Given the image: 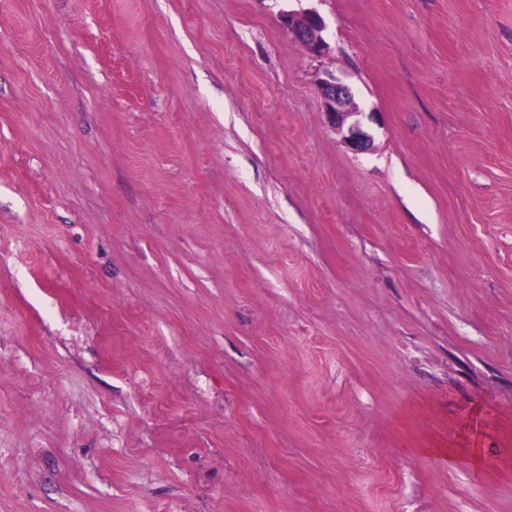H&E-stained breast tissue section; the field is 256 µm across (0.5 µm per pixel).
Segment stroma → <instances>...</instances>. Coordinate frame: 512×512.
Wrapping results in <instances>:
<instances>
[{
  "label": "stroma",
  "mask_w": 512,
  "mask_h": 512,
  "mask_svg": "<svg viewBox=\"0 0 512 512\" xmlns=\"http://www.w3.org/2000/svg\"><path fill=\"white\" fill-rule=\"evenodd\" d=\"M0 512H512V0H0ZM284 25L296 40L303 44L312 54L322 55L327 50V43L322 36L325 28L322 18L313 11L302 13L285 12L282 14ZM319 84L324 99L325 112L335 129L336 127L343 129L347 120L359 113L352 107L354 94L351 88L330 73H327ZM433 454L451 465L463 461L476 472H481L483 469L482 448H437L434 449Z\"/></svg>",
  "instance_id": "1"
}]
</instances>
